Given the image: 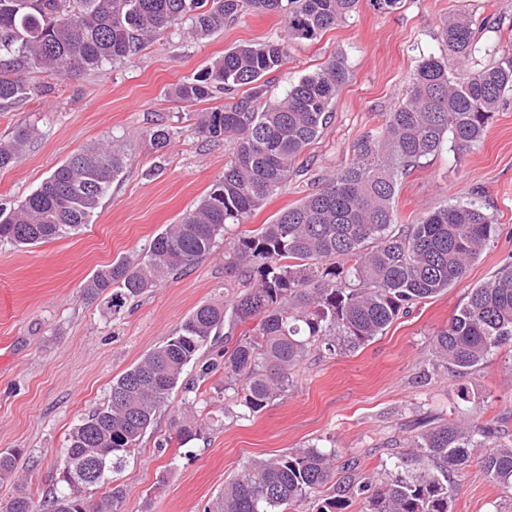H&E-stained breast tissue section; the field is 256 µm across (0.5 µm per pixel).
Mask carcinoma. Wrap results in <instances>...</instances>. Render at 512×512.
Here are the masks:
<instances>
[{
	"label": "carcinoma",
	"mask_w": 512,
	"mask_h": 512,
	"mask_svg": "<svg viewBox=\"0 0 512 512\" xmlns=\"http://www.w3.org/2000/svg\"><path fill=\"white\" fill-rule=\"evenodd\" d=\"M359 0H0V108L26 98L25 74L63 78L105 62L123 63L161 32L191 21L203 39L246 11L279 12L285 37L224 51L196 79L176 85L175 102L192 106L224 94V106L195 114L198 132L228 144L224 175L196 207L168 224L137 258L123 257L83 284V298L115 319L127 304L211 254L224 241V271L237 291L203 303L138 363L112 379L107 402L68 433L58 485L34 500L17 471L19 452L0 451V480L12 481L5 512H121L117 474L139 449L157 414L181 387L193 399L178 409L180 443L203 437L210 417L205 396L257 414L293 386L295 370L314 351L359 349L413 305L462 280L497 236L495 216L475 201L440 206L402 223L396 198L416 168L451 147L479 143L512 92V54L483 61L478 34L492 23L472 13L448 15L437 32L445 54L422 58L399 106L352 146L348 166L324 178L269 224L240 226L282 189L295 164L332 119L339 88L349 79L333 54L278 99L265 77L288 59V42L311 41L345 22ZM35 136L28 124L0 139V169L13 165ZM156 151L171 131H147ZM126 144L113 138L86 147L57 166L17 206L0 208V240L20 248L78 234L126 167ZM244 330L237 331L238 327ZM225 340L220 363L201 361ZM445 368L475 374L489 355L512 345V261L470 289L467 302L433 338ZM224 383L204 389L217 366ZM496 422L478 426L458 413L434 419L407 439L394 473L378 485L352 463L336 470V452L315 445L254 458L224 484L209 512H449L450 474L476 464L512 487V444ZM98 492L94 507L89 495Z\"/></svg>",
	"instance_id": "obj_1"
}]
</instances>
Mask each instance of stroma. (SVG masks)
Segmentation results:
<instances>
[{
	"mask_svg": "<svg viewBox=\"0 0 512 512\" xmlns=\"http://www.w3.org/2000/svg\"><path fill=\"white\" fill-rule=\"evenodd\" d=\"M491 8L501 24L484 31L487 50L512 53V0H401L384 13L360 0L345 23L316 39L288 45V62L271 74L278 97L333 54H343L349 79L336 95L331 123L305 152L312 168L294 175L246 221L270 223L315 187V176L346 167L354 142L374 128L377 115L401 101L418 61L440 54L439 24L455 12ZM277 12H246L203 40L186 24L166 30L128 62L106 64L56 79L43 97L47 74H28L30 95L0 111V138L17 125L37 135L13 166L0 169V205L16 206L79 149L118 136L130 160L81 233L20 250L0 242V450L18 449V469L34 493L55 486L71 428L108 398L113 377L180 326L199 305L232 296L224 250L209 256L129 305L117 320L87 302L81 285L120 257L142 253L167 224L178 220L224 173L228 147L197 132L192 111L222 106L223 97L186 109L169 91L197 76L225 50L284 36ZM162 125L172 138L156 151L146 133ZM475 200L493 213L499 235L465 278L414 306L382 336L357 351L313 353L294 373L288 394L262 412L241 416L222 403L202 439L180 444L174 424L183 392H175L120 474L122 512H206L225 481L247 461L318 445L337 461L355 459L361 474L381 478L406 439L430 418L469 411L499 420L512 434V348L494 351L480 372L459 377L432 368V340L475 285L512 261V96L482 142L451 149L415 169L397 199L405 222L456 201ZM451 512H504L512 489L478 467L455 474Z\"/></svg>",
	"mask_w": 512,
	"mask_h": 512,
	"instance_id": "35a3bbf8",
	"label": "stroma"
}]
</instances>
